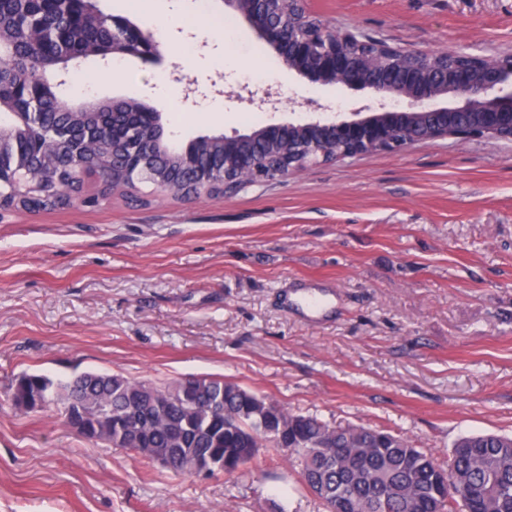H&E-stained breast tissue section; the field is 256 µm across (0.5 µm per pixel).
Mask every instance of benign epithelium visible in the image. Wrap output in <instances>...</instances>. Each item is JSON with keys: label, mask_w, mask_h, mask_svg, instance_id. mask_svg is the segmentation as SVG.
<instances>
[{"label": "benign epithelium", "mask_w": 512, "mask_h": 512, "mask_svg": "<svg viewBox=\"0 0 512 512\" xmlns=\"http://www.w3.org/2000/svg\"><path fill=\"white\" fill-rule=\"evenodd\" d=\"M233 12L240 15L258 38L274 50L288 70L321 86L340 85L354 90H366L372 105L360 107L350 120H340L322 111V105L311 99L308 105L316 116L304 122L267 123L250 134L236 131L197 138L183 150L180 176L193 183L196 174L195 151L198 147L218 142L229 151L248 144L253 154L239 158L235 171H215L210 182L224 188V194L237 192L248 184L283 179L311 166L350 158L369 152L399 151L416 142L447 139H484L499 141L502 133L512 132V54L476 56L463 51H429L427 58L452 55L476 62V68L455 64L444 69L431 66L399 64L397 80H375L369 76L366 64L347 51L336 49V43H350L356 32L335 29L312 20L304 9V0H225ZM112 52L101 57L136 55L144 60L161 56L162 42L130 19L112 16ZM278 91L266 89L260 99L253 93L238 96L250 109H275ZM451 96L458 105L439 107L436 101ZM367 115H362V112ZM0 112H11L15 123L0 126V157L16 142L19 130L37 128V113L17 112L12 102L0 98ZM157 132L151 150L143 155L139 170L131 176L120 170L123 187L131 192L147 183L159 193L174 195V186L160 173L158 156L174 141L165 131L162 113H150ZM70 139L60 128L42 140V147L54 151L66 147ZM90 163L76 154L71 160L67 184H61L54 174L42 179L28 174L25 167L7 172L0 166V183L10 180L14 185L11 206L24 208L32 198H60L69 201L78 195L77 187L87 175Z\"/></svg>", "instance_id": "obj_1"}]
</instances>
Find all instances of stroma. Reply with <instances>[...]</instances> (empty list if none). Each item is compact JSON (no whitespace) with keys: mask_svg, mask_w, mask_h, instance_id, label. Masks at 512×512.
I'll return each instance as SVG.
<instances>
[{"mask_svg":"<svg viewBox=\"0 0 512 512\" xmlns=\"http://www.w3.org/2000/svg\"><path fill=\"white\" fill-rule=\"evenodd\" d=\"M231 35L196 55L127 57L95 73L96 100L155 105L178 61L199 95L164 112L179 143L304 118L350 117L367 92L289 71L224 0ZM308 12L392 46L512 53V0H306ZM234 57L239 67L225 66ZM285 96L251 119L229 100L254 71ZM224 113L205 116L203 104ZM334 291L321 323L285 305L297 280ZM234 380L288 410L408 436L438 461L468 433H512V141L451 139L321 164L231 196L142 191L86 206L0 210V512H323L295 467L265 451L235 476L174 477L125 448L21 416L22 373Z\"/></svg>","mask_w":512,"mask_h":512,"instance_id":"35a3bbf8","label":"stroma"}]
</instances>
